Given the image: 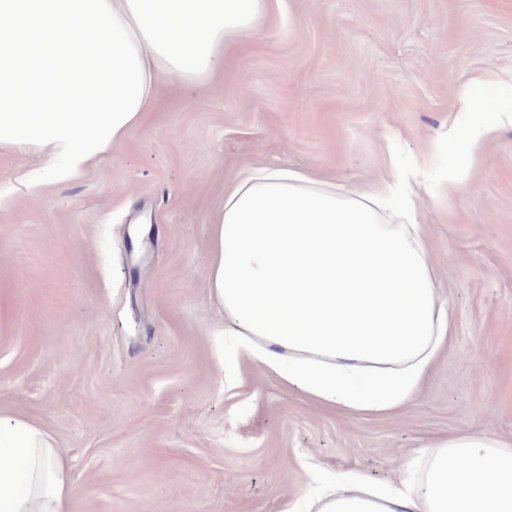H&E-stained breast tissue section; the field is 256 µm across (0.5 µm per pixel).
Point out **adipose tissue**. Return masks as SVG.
Instances as JSON below:
<instances>
[{"label": "adipose tissue", "mask_w": 512, "mask_h": 512, "mask_svg": "<svg viewBox=\"0 0 512 512\" xmlns=\"http://www.w3.org/2000/svg\"><path fill=\"white\" fill-rule=\"evenodd\" d=\"M272 0H0V147L33 151L35 188L66 181L141 125L159 92L210 78ZM465 149L512 124L488 76L456 92ZM417 173L366 190L262 167L211 226L207 286L229 356L346 415L392 414L453 336L414 208ZM71 468L35 421L0 413V512H68ZM293 512H512V444L451 433L399 484L337 475Z\"/></svg>", "instance_id": "adipose-tissue-1"}]
</instances>
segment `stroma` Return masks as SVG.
I'll use <instances>...</instances> for the list:
<instances>
[{
  "mask_svg": "<svg viewBox=\"0 0 512 512\" xmlns=\"http://www.w3.org/2000/svg\"><path fill=\"white\" fill-rule=\"evenodd\" d=\"M258 28L78 178L25 189L39 156L0 149V410L54 436L71 512H289L312 468L387 486L448 434L512 441V126L467 156L448 136L459 85L512 93V0H281ZM415 163L454 321L417 397L349 417L243 356L227 383L206 271L235 182L354 188Z\"/></svg>",
  "mask_w": 512,
  "mask_h": 512,
  "instance_id": "35a3bbf8",
  "label": "stroma"
}]
</instances>
